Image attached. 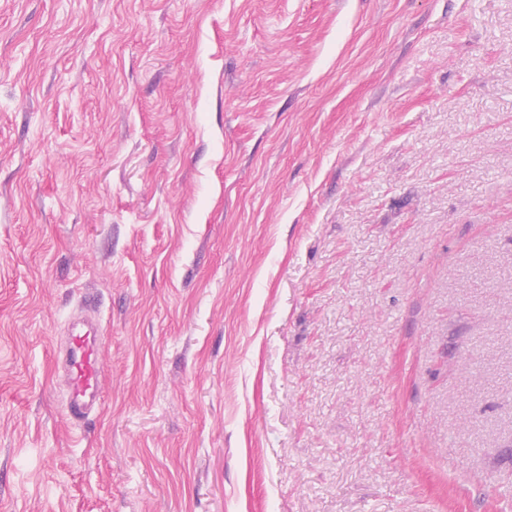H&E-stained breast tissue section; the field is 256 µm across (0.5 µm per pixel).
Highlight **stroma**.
Returning <instances> with one entry per match:
<instances>
[{"mask_svg":"<svg viewBox=\"0 0 512 512\" xmlns=\"http://www.w3.org/2000/svg\"><path fill=\"white\" fill-rule=\"evenodd\" d=\"M0 512H512V0H0ZM97 302V295L86 294L84 306L69 322L56 356L64 411L76 424L96 418L102 404L101 331L94 315Z\"/></svg>","mask_w":512,"mask_h":512,"instance_id":"obj_1","label":"stroma"}]
</instances>
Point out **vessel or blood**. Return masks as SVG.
Instances as JSON below:
<instances>
[{"mask_svg":"<svg viewBox=\"0 0 512 512\" xmlns=\"http://www.w3.org/2000/svg\"><path fill=\"white\" fill-rule=\"evenodd\" d=\"M97 302V295L86 294L84 306L69 322L56 356L64 390V411L76 424L96 418L102 404V343L95 319Z\"/></svg>","mask_w":512,"mask_h":512,"instance_id":"vessel-or-blood-1","label":"vessel or blood"}]
</instances>
